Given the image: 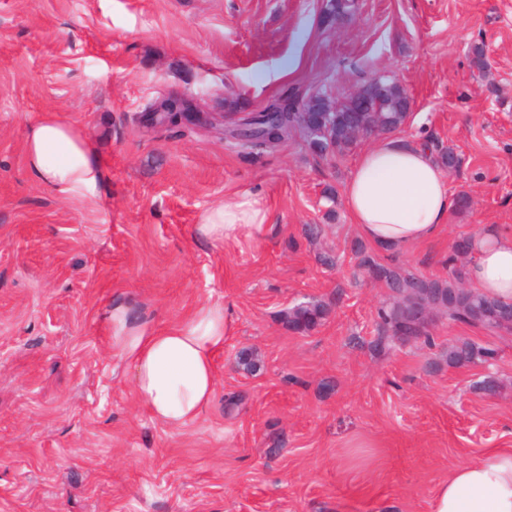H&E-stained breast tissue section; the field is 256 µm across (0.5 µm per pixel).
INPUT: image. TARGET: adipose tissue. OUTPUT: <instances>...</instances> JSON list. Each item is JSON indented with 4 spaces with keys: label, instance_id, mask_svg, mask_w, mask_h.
<instances>
[{
    "label": "adipose tissue",
    "instance_id": "ef3b65f1",
    "mask_svg": "<svg viewBox=\"0 0 512 512\" xmlns=\"http://www.w3.org/2000/svg\"><path fill=\"white\" fill-rule=\"evenodd\" d=\"M28 171L57 197L91 199L104 179L96 149L72 123L45 113L28 127ZM345 208L359 236L392 251L437 239L450 194L442 168L418 143L390 138L359 157L343 189ZM264 199L244 193L205 213L199 236L219 244H257L268 230ZM469 280L481 292L512 302V235L485 226L475 238ZM112 356L131 372L139 401L151 417L177 430L211 404L215 360L233 336V317L201 303L179 323L156 329L134 323L123 304L112 307ZM430 512H512V448H489L456 466L435 488Z\"/></svg>",
    "mask_w": 512,
    "mask_h": 512
}]
</instances>
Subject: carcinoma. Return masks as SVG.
<instances>
[{
	"label": "carcinoma",
	"mask_w": 512,
	"mask_h": 512,
	"mask_svg": "<svg viewBox=\"0 0 512 512\" xmlns=\"http://www.w3.org/2000/svg\"><path fill=\"white\" fill-rule=\"evenodd\" d=\"M384 92L377 97L379 112H352L350 102L336 104L320 100L308 105L303 112H252L241 118L243 131H230L246 150L273 149L295 134L311 139L322 152L341 153L356 139L353 131L386 134L400 129L405 113L396 111L401 89L391 81L381 82ZM472 239L460 237L452 244L448 257V278L433 279L411 272L393 262H381L372 252L360 245L354 253L358 267L373 281L390 291L388 300L378 309V339L376 345L394 342L402 335L405 311L420 308L445 314L449 319L483 330L507 332L501 311L507 304L467 287L468 263ZM328 309L321 302L300 304L288 309L285 317L288 328L307 332L317 327ZM493 351L470 340H461L448 348V366L463 367L485 364Z\"/></svg>",
	"instance_id": "cac0c4a2"
}]
</instances>
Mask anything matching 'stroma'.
Masks as SVG:
<instances>
[{"label":"stroma","mask_w":512,"mask_h":512,"mask_svg":"<svg viewBox=\"0 0 512 512\" xmlns=\"http://www.w3.org/2000/svg\"><path fill=\"white\" fill-rule=\"evenodd\" d=\"M0 0V512H429L439 481L512 448V335L437 318L433 341L375 345L388 297L357 268L343 188L370 139L340 155L301 135L251 153L191 126L150 128L172 94L232 125L283 93L335 102L377 78L411 100L399 135L452 147L438 241L386 252L447 278L452 242L512 232V0ZM482 57H475V49ZM51 111L80 126L104 181L65 201L28 175L27 128ZM261 194L256 245L197 236L205 212ZM323 232L309 241L305 227ZM330 252L334 265L319 260ZM329 313L297 333L288 308ZM165 328L226 306L236 334L212 404L173 431L112 357L109 314ZM469 339L490 363L449 366ZM256 357L249 372L241 355ZM500 382L493 397L479 389Z\"/></svg>","instance_id":"obj_1"}]
</instances>
